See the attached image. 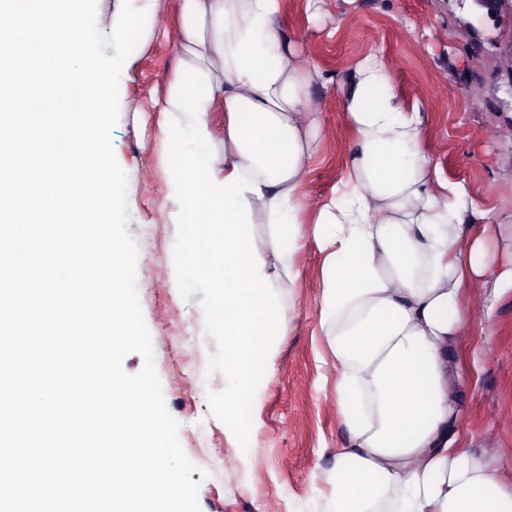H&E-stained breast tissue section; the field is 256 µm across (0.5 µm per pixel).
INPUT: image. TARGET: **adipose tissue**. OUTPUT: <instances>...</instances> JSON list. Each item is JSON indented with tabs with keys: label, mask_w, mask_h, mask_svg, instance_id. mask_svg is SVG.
Masks as SVG:
<instances>
[{
	"label": "adipose tissue",
	"mask_w": 512,
	"mask_h": 512,
	"mask_svg": "<svg viewBox=\"0 0 512 512\" xmlns=\"http://www.w3.org/2000/svg\"><path fill=\"white\" fill-rule=\"evenodd\" d=\"M281 0H178L182 38L157 99L171 170L168 219L183 228L179 280L217 287L224 410L245 429L273 370L271 337L290 309L306 236L322 254L319 328L348 432L327 476L333 512H512L496 460L451 427L453 366L476 315L471 288H512V251L489 252L492 224L466 185L427 154L421 106H405L378 55L340 83L353 148L344 176L307 213L304 185L322 129L324 74L294 51ZM268 234L256 238L254 224Z\"/></svg>",
	"instance_id": "adipose-tissue-1"
}]
</instances>
